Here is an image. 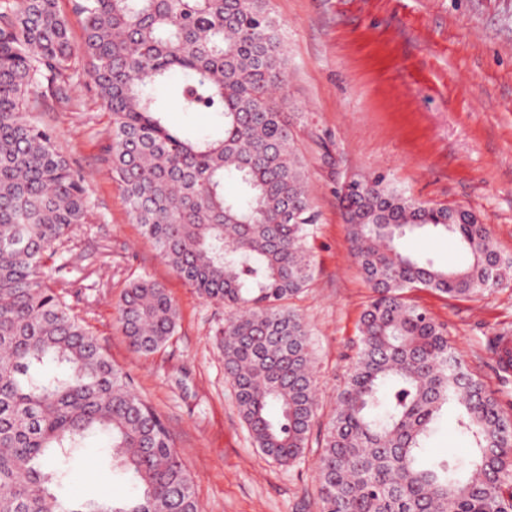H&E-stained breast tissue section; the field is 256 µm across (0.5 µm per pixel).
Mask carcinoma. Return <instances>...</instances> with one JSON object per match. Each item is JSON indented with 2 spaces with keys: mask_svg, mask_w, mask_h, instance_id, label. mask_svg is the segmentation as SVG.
Listing matches in <instances>:
<instances>
[{
  "mask_svg": "<svg viewBox=\"0 0 512 512\" xmlns=\"http://www.w3.org/2000/svg\"><path fill=\"white\" fill-rule=\"evenodd\" d=\"M70 2L78 44L59 0H0V512H201L163 419L45 275V254L91 222L92 203L53 132L28 119L29 95L67 101L76 77L92 81L132 222L199 298L228 309L216 340L238 411L257 448L292 464L319 410L310 327L291 306L314 276L317 215L286 112L281 26L269 0ZM172 82L171 107L147 91ZM173 108L213 115L221 135L179 132ZM359 184L339 194L371 297L322 438L321 512H512V417L405 298L483 297L512 281V259L467 209L417 202L380 177ZM424 232L455 240L469 263L399 249ZM178 320L164 285L129 281L118 321L135 352L158 350ZM448 421L467 439L465 462L428 453ZM92 436L130 485L120 507L54 493Z\"/></svg>",
  "mask_w": 512,
  "mask_h": 512,
  "instance_id": "carcinoma-1",
  "label": "carcinoma"
}]
</instances>
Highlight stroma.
I'll return each mask as SVG.
<instances>
[{
	"mask_svg": "<svg viewBox=\"0 0 512 512\" xmlns=\"http://www.w3.org/2000/svg\"><path fill=\"white\" fill-rule=\"evenodd\" d=\"M269 8L281 24L288 111L319 215L314 279L294 306L311 328L324 423L369 297L336 194L346 180L381 175L418 201L465 207L512 257V0H270ZM69 96L68 107L49 102L34 116L84 175L93 210L47 274L164 419L202 512H320L318 445L290 465L254 446L214 343L223 306L199 298L132 222L106 153L112 117L90 79L80 76ZM138 275L162 283L179 310L174 335L148 356L130 347L117 320L120 294ZM408 297L446 325L512 415V373L498 359L500 337H512V283L475 300L424 289ZM101 446L88 439L61 498L123 500L128 486Z\"/></svg>",
	"mask_w": 512,
	"mask_h": 512,
	"instance_id": "35a3bbf8",
	"label": "stroma"
}]
</instances>
